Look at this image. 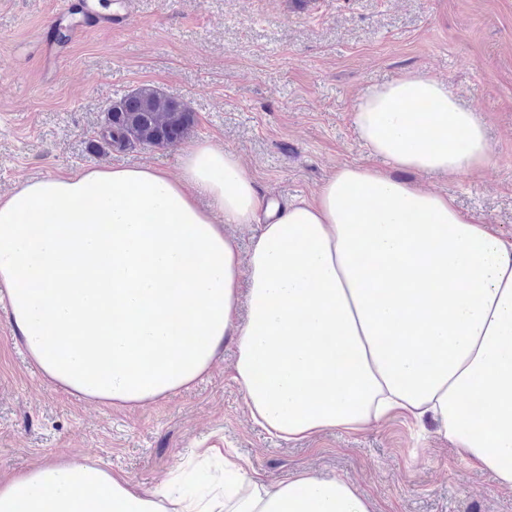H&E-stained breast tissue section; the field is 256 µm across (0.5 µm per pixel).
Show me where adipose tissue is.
I'll list each match as a JSON object with an SVG mask.
<instances>
[{
	"instance_id": "obj_1",
	"label": "adipose tissue",
	"mask_w": 512,
	"mask_h": 512,
	"mask_svg": "<svg viewBox=\"0 0 512 512\" xmlns=\"http://www.w3.org/2000/svg\"><path fill=\"white\" fill-rule=\"evenodd\" d=\"M353 122L379 165L342 166L284 205L207 141L174 177L93 169L0 198V300L41 373L86 401L145 406L195 384L229 337L231 377L269 433L432 418L512 488V239L398 176L484 168L483 125L421 71L367 88ZM232 224L256 225L248 256ZM0 512L371 508L344 479L269 485L230 458L196 495L59 458L0 477Z\"/></svg>"
}]
</instances>
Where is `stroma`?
<instances>
[{
    "mask_svg": "<svg viewBox=\"0 0 512 512\" xmlns=\"http://www.w3.org/2000/svg\"><path fill=\"white\" fill-rule=\"evenodd\" d=\"M0 0V198L21 182L94 168L179 171L183 144L98 149L103 111L150 85L196 116L189 140L236 153L280 200L314 194L336 168L369 164L352 111L369 87L405 72L447 82L476 110L490 146L482 170L410 173L512 239V0ZM87 26L49 62L38 33ZM146 407L89 403L53 385L0 307V476L50 458L103 463L146 489L200 466L217 446L269 482L299 474L349 480L372 512H512V488L459 456L431 422L394 416L360 432L284 441L254 424L228 371Z\"/></svg>",
    "mask_w": 512,
    "mask_h": 512,
    "instance_id": "stroma-1",
    "label": "stroma"
}]
</instances>
